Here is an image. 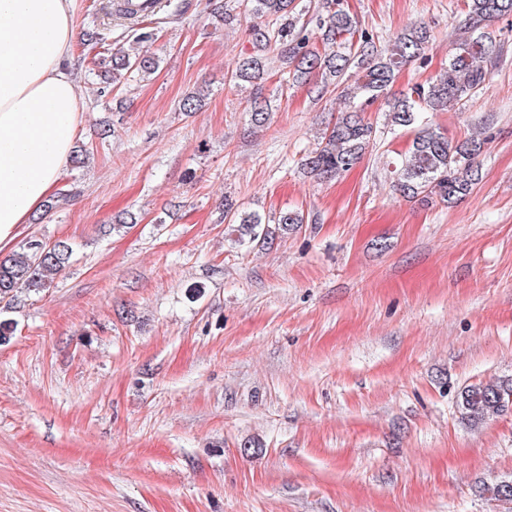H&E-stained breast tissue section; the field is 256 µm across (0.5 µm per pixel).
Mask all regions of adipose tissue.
I'll return each instance as SVG.
<instances>
[{
	"label": "adipose tissue",
	"mask_w": 512,
	"mask_h": 512,
	"mask_svg": "<svg viewBox=\"0 0 512 512\" xmlns=\"http://www.w3.org/2000/svg\"><path fill=\"white\" fill-rule=\"evenodd\" d=\"M73 0H0V248L67 170L84 110L66 62Z\"/></svg>",
	"instance_id": "1"
}]
</instances>
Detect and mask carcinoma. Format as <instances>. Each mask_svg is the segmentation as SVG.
<instances>
[{
    "label": "carcinoma",
    "instance_id": "obj_1",
    "mask_svg": "<svg viewBox=\"0 0 512 512\" xmlns=\"http://www.w3.org/2000/svg\"><path fill=\"white\" fill-rule=\"evenodd\" d=\"M325 12L315 16V29L301 22L296 0H247L248 12L257 19H271L275 27L259 24L250 33L258 50L276 44L288 57V81L304 83L313 72L321 73L322 89L332 84L352 105L338 112L335 122L325 128L318 146L304 158L307 173L323 179L340 176L359 163L374 138L373 127L365 122L364 106L382 96L402 67L412 61L427 64L431 34L424 27L401 32L390 46L378 51L374 35L358 28L340 0H326ZM468 20L456 41L455 52L448 58V68L427 83L410 91L389 105V122L395 128H418L412 147L393 171V187L402 196L429 202L437 199L451 204L470 194L482 179L478 158L487 138L470 137L452 143L432 125L423 122L426 112H443L466 102L486 86L488 63L501 53V42L491 34V23L512 15V0H466ZM318 35L322 52L311 44ZM160 59L152 53L112 52L105 71L95 75L96 94L112 91L113 81L153 75ZM360 68L363 74L352 84L343 81L349 70ZM268 76L266 63L259 55L239 59L231 70V80L256 84ZM271 118V106L254 99L251 121L262 127ZM224 220L231 226L232 242L243 245L254 241L272 247L298 225L304 215L286 210L266 220L256 212H241L231 203L224 204ZM72 255L71 246L59 241L47 247L38 241L28 243L21 253L0 259V300L14 297L25 288L41 293L52 287L55 276ZM512 402V378L464 388L460 393L463 417L477 424L503 413ZM490 498L512 503V480H501L481 487Z\"/></svg>",
    "mask_w": 512,
    "mask_h": 512
}]
</instances>
